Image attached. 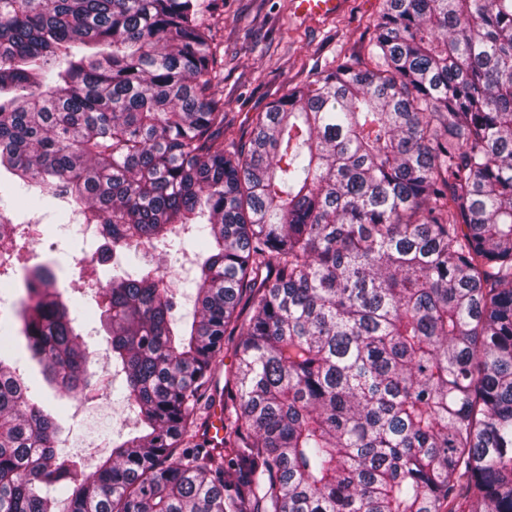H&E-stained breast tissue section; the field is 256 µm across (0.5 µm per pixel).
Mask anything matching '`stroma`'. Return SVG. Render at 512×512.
I'll list each match as a JSON object with an SVG mask.
<instances>
[{
    "mask_svg": "<svg viewBox=\"0 0 512 512\" xmlns=\"http://www.w3.org/2000/svg\"><path fill=\"white\" fill-rule=\"evenodd\" d=\"M383 9L384 0H342L333 17L322 19L297 12L295 0H224L223 11H202L200 21L211 29L224 58V77L217 92L228 114L225 137L240 138L252 113L265 111L313 70L345 56L366 55ZM0 212L14 215L21 223L37 224L39 236L30 249L31 261L59 258L66 268L61 280L70 289L111 276L112 262L104 257L105 240L57 223L51 207L29 208L23 196L5 191L0 193ZM151 258L176 271L175 316L191 311L190 257L155 252ZM78 330L85 341L90 373L96 379L110 377V385L92 398L80 392L57 393L45 385L39 386L37 396L60 426L62 449L91 472L100 458L110 455L113 439L135 433L137 424L125 398V377L117 373L107 351L99 310L85 309Z\"/></svg>",
    "mask_w": 512,
    "mask_h": 512,
    "instance_id": "obj_1",
    "label": "stroma"
}]
</instances>
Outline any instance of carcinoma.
I'll use <instances>...</instances> for the list:
<instances>
[{
    "label": "carcinoma",
    "mask_w": 512,
    "mask_h": 512,
    "mask_svg": "<svg viewBox=\"0 0 512 512\" xmlns=\"http://www.w3.org/2000/svg\"><path fill=\"white\" fill-rule=\"evenodd\" d=\"M201 7L0 0V185L125 257L203 232L182 327L166 267L93 289L139 429L90 476L18 369L89 385L78 304L0 268V512H512V0H385L227 143ZM22 291L14 277H0V323L11 317V304ZM236 362L235 357L232 354V351L224 350V354L219 357L214 364L213 367V383L215 378L218 379L219 386L224 390V386H226L227 383L232 382L233 375L235 372Z\"/></svg>",
    "instance_id": "carcinoma-1"
}]
</instances>
